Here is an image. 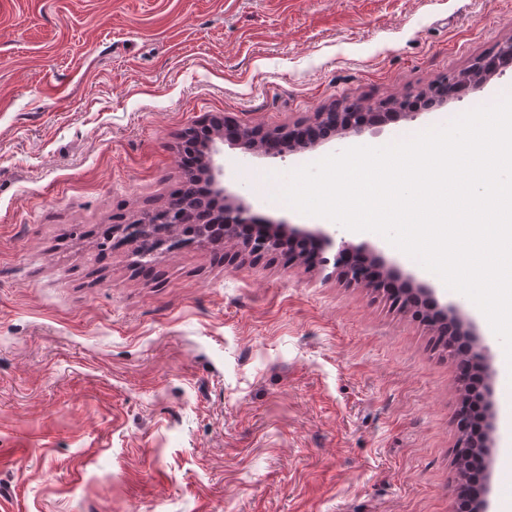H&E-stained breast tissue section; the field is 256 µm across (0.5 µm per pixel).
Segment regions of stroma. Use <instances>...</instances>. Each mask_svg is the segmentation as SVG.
Masks as SVG:
<instances>
[{"instance_id":"stroma-1","label":"stroma","mask_w":512,"mask_h":512,"mask_svg":"<svg viewBox=\"0 0 512 512\" xmlns=\"http://www.w3.org/2000/svg\"><path fill=\"white\" fill-rule=\"evenodd\" d=\"M512 38V0H0V499L7 512H454L458 361L387 287L211 244L100 252L178 189L181 134L267 130L414 96ZM512 66L417 120L286 157L220 146L223 185L304 224L289 171L441 127ZM338 236L432 284L489 349L487 512L512 504L505 354L466 296L374 232Z\"/></svg>"}]
</instances>
